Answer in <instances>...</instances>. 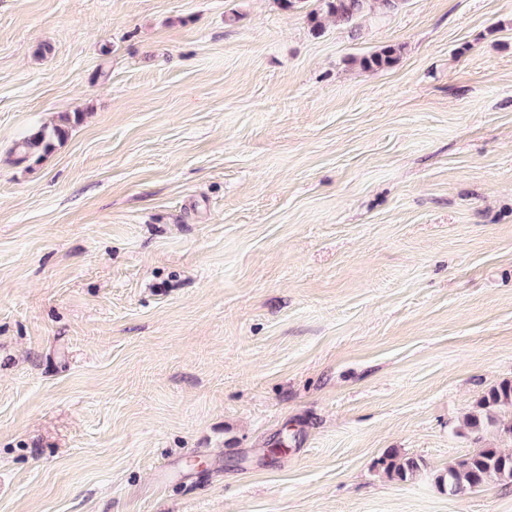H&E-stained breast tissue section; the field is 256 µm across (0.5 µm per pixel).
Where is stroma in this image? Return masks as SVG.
<instances>
[{
	"instance_id": "stroma-1",
	"label": "stroma",
	"mask_w": 512,
	"mask_h": 512,
	"mask_svg": "<svg viewBox=\"0 0 512 512\" xmlns=\"http://www.w3.org/2000/svg\"><path fill=\"white\" fill-rule=\"evenodd\" d=\"M504 382L512 0H0V512H512ZM326 13L336 22L350 24L366 12L370 0H321ZM65 135L66 129L63 125L40 127L21 141L19 147L23 154L20 161H27L35 156L40 158L53 148L55 140H61ZM508 407L512 410V383H502L493 387L481 400L478 410L469 413L465 417V426L471 431L478 432L485 424L495 421V411L499 408ZM436 482L452 496L492 483L512 484V453L499 448H480L463 459L449 463L436 476ZM382 462H385L386 474L400 481L413 479L420 469V465L415 459L400 457L396 453L387 455V461L382 460Z\"/></svg>"
}]
</instances>
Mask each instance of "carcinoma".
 Instances as JSON below:
<instances>
[{
	"label": "carcinoma",
	"instance_id": "obj_1",
	"mask_svg": "<svg viewBox=\"0 0 512 512\" xmlns=\"http://www.w3.org/2000/svg\"><path fill=\"white\" fill-rule=\"evenodd\" d=\"M326 13L342 24H350L366 12L370 0H322ZM394 62V51L385 49L361 60L368 69L382 68ZM66 129L62 125L42 126L21 141L20 161L35 156L41 157L54 146V141L62 139ZM512 409V383H502L492 388L481 400L478 409L465 417V426L478 432L487 424L495 421V411L499 408ZM419 463L409 457H400L395 453L387 455L385 472L400 481L413 479L419 472ZM441 489L452 496L463 494L471 489L488 486L492 483L512 484V453L498 448H481L475 453L451 462L436 476Z\"/></svg>",
	"mask_w": 512,
	"mask_h": 512
}]
</instances>
